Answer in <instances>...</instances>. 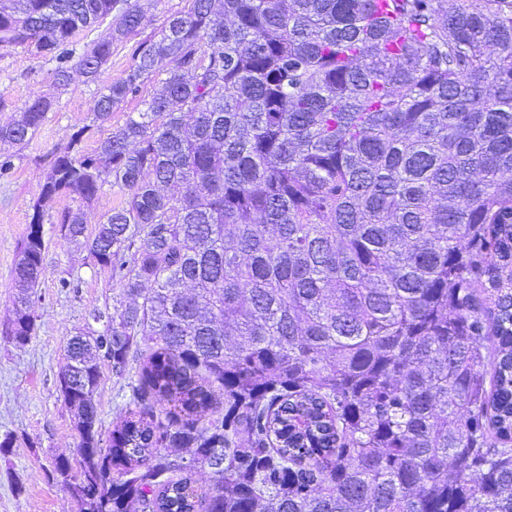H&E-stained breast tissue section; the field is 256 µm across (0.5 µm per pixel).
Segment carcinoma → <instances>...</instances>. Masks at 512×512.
I'll return each mask as SVG.
<instances>
[{
    "label": "carcinoma",
    "instance_id": "cac0c4a2",
    "mask_svg": "<svg viewBox=\"0 0 512 512\" xmlns=\"http://www.w3.org/2000/svg\"><path fill=\"white\" fill-rule=\"evenodd\" d=\"M140 21L131 0H0L1 49L100 84L41 195H121L92 236L81 209L56 218L131 299L67 342L81 461L55 470L81 512H512V294H478L512 257V0H191L102 81ZM52 107L24 103L0 143ZM34 329L18 313L11 335ZM103 361L128 413L106 447ZM149 389L189 419H146ZM159 85L146 84L135 97H129L125 102L121 103L118 107L114 108L111 119L108 123L104 124L101 128H94L91 132L87 133L83 138L80 149L84 153H90L95 150L99 140L104 139L110 132L117 127L123 125L129 112H136L141 106V101L144 98L150 97Z\"/></svg>",
    "mask_w": 512,
    "mask_h": 512
}]
</instances>
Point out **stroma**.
Returning a JSON list of instances; mask_svg holds the SVG:
<instances>
[{"instance_id": "1", "label": "stroma", "mask_w": 512, "mask_h": 512, "mask_svg": "<svg viewBox=\"0 0 512 512\" xmlns=\"http://www.w3.org/2000/svg\"><path fill=\"white\" fill-rule=\"evenodd\" d=\"M48 68L47 61L22 48L0 49V124L29 99H58L36 134L11 147L13 168L0 178V512H80L77 500L52 476L57 459H68L74 467L80 461L79 437L58 375L68 339L90 326L103 330L102 321L92 322V313L107 317L125 303L110 270L55 224L56 213L71 206V198L40 196L54 151L88 123L97 91L76 72L66 90L56 92ZM37 205L44 213V272L30 309L35 331L19 345L10 336L12 271ZM64 279L70 288L61 287ZM122 386L111 363L102 362L96 393L102 439H110L125 416Z\"/></svg>"}]
</instances>
